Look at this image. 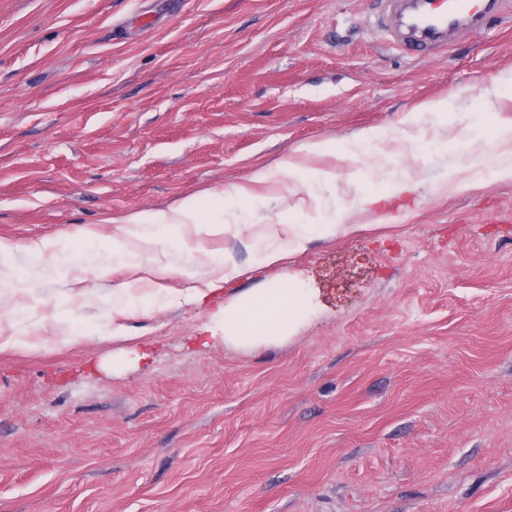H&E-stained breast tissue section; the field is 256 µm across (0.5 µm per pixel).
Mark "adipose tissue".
I'll list each match as a JSON object with an SVG mask.
<instances>
[{
    "instance_id": "obj_1",
    "label": "adipose tissue",
    "mask_w": 512,
    "mask_h": 512,
    "mask_svg": "<svg viewBox=\"0 0 512 512\" xmlns=\"http://www.w3.org/2000/svg\"><path fill=\"white\" fill-rule=\"evenodd\" d=\"M463 153L470 156L473 166L484 167L490 163L512 167V120L497 121L478 129L477 133L460 141ZM224 190L209 192V205H202L198 196H188L162 210L130 212L113 229V251L129 252L131 245H138L140 263L151 270H161L156 253L158 243L165 237H174L181 249L195 263L193 278L196 287L190 288L186 301L207 303L220 294L223 285L235 280L240 269L231 254L213 257L204 254L197 242L200 235H212L224 229ZM345 213L334 214L321 224H295L281 222L267 230L255 224H237L236 235H249L256 239L273 236L274 246L257 253V263L271 267L287 254L306 251L312 237L333 239L350 233L351 225L345 222ZM175 294L157 296L156 303L165 307L182 299ZM311 313L303 289L286 283L279 289L277 298H270L264 289L236 298L223 311L222 339L225 345L247 349L267 341L288 340L310 319Z\"/></svg>"
}]
</instances>
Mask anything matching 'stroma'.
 Returning <instances> with one entry per match:
<instances>
[{
  "label": "stroma",
  "mask_w": 512,
  "mask_h": 512,
  "mask_svg": "<svg viewBox=\"0 0 512 512\" xmlns=\"http://www.w3.org/2000/svg\"><path fill=\"white\" fill-rule=\"evenodd\" d=\"M380 0H0V512H512V173L476 181L459 138L512 118V0L427 58L374 27ZM448 106L446 149L420 107ZM415 122H408V115ZM376 132L384 168L347 141ZM332 183L256 186L202 239L242 275L193 287L113 255L108 218L230 188L301 144ZM414 192L393 197V184ZM348 209L357 230L262 268L236 224ZM66 241L77 259L29 252ZM290 281L315 314L285 343L205 346L220 303ZM80 336L65 338L62 320Z\"/></svg>",
  "instance_id": "35a3bbf8"
}]
</instances>
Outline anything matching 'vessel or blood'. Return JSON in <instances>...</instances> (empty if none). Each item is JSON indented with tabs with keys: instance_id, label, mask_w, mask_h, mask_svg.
I'll return each mask as SVG.
<instances>
[{
	"instance_id": "vessel-or-blood-1",
	"label": "vessel or blood",
	"mask_w": 512,
	"mask_h": 512,
	"mask_svg": "<svg viewBox=\"0 0 512 512\" xmlns=\"http://www.w3.org/2000/svg\"><path fill=\"white\" fill-rule=\"evenodd\" d=\"M396 14L393 37L400 47L429 56L445 46L448 34L463 24L478 25L496 14L502 0H386Z\"/></svg>"
}]
</instances>
